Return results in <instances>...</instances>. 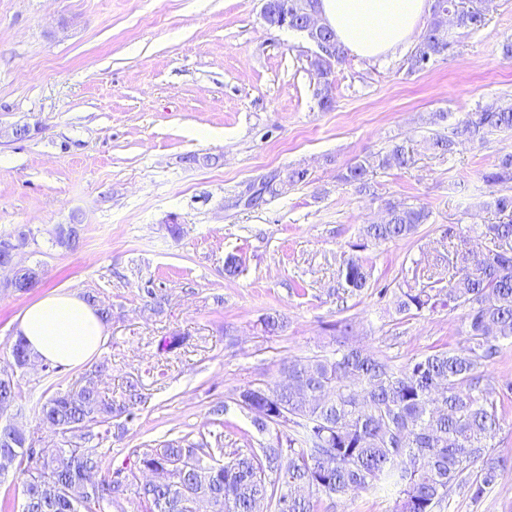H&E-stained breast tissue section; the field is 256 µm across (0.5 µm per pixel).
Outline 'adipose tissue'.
I'll return each mask as SVG.
<instances>
[{
    "label": "adipose tissue",
    "instance_id": "obj_1",
    "mask_svg": "<svg viewBox=\"0 0 512 512\" xmlns=\"http://www.w3.org/2000/svg\"><path fill=\"white\" fill-rule=\"evenodd\" d=\"M318 9L343 48L374 61L411 43L428 0H319ZM17 333L38 360L66 368L84 365L106 339L94 310L65 291L30 305L19 318Z\"/></svg>",
    "mask_w": 512,
    "mask_h": 512
}]
</instances>
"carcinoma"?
Masks as SVG:
<instances>
[{"instance_id": "carcinoma-1", "label": "carcinoma", "mask_w": 512, "mask_h": 512, "mask_svg": "<svg viewBox=\"0 0 512 512\" xmlns=\"http://www.w3.org/2000/svg\"><path fill=\"white\" fill-rule=\"evenodd\" d=\"M481 0H432L424 35L410 55V69L423 67L455 44L448 15L457 27L478 29L485 24ZM271 26L285 24L306 31L312 0H272ZM345 59L329 29L322 30L309 67L319 78L316 96L323 109L332 107V73ZM512 131V104L493 101L468 113L453 127L452 136L437 138L432 147L452 149L455 139L482 141L494 131ZM409 149L401 144L381 160L383 166H408ZM343 180L360 191L367 188V168L357 162L346 168ZM484 182H512V154L498 159ZM510 220L487 224L481 235L493 243L512 240V194L490 202ZM382 224H367L352 250L407 239L427 223L422 205L403 202L386 206ZM343 293L357 295L371 285V269L359 256H350L339 270ZM399 313L419 315L439 307L467 310V340L461 348H442L401 369L373 352L345 342L355 324L344 318L329 326L340 336L333 356L282 364L291 382L244 388L237 405L249 401L265 416L252 418L261 434L274 438L256 452H230L208 442L186 446L165 443L133 450L140 470L167 471L171 478L139 485L142 512H193L191 503L205 501L209 512H319L325 498L334 500L388 482L398 488L394 512H436L458 482H470L482 495L498 477L500 462L487 460L500 429L501 400L487 391L483 368L499 353L498 342L512 338V254L487 248L466 250L448 287L428 281L408 286L395 295ZM263 331L276 335L285 327L277 312L260 318ZM18 371L34 361L23 338L10 347ZM109 370V361L96 364L83 386H72L40 399L32 407L37 420L53 428L62 443L35 448L34 439L10 423L0 424L1 465L15 467L22 480V512H109L124 498L128 484L110 473V449L94 444L104 440L101 428L112 418H134L142 402L141 385L127 384L119 400L100 395L93 377ZM22 396L20 376H0V419ZM291 429L282 436L281 428Z\"/></svg>"}]
</instances>
